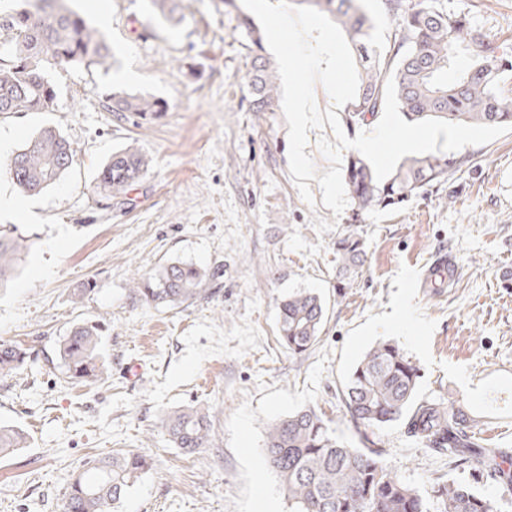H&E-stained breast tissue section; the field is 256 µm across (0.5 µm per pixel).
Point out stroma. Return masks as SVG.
Masks as SVG:
<instances>
[{
	"mask_svg": "<svg viewBox=\"0 0 512 512\" xmlns=\"http://www.w3.org/2000/svg\"><path fill=\"white\" fill-rule=\"evenodd\" d=\"M72 0L114 49L109 70H55V111L4 118L9 151L43 124L74 148L72 168L36 196L19 195L0 167V194L20 209L0 226L30 240L13 280L0 289V341L28 348L32 360L0 379V423L22 429L28 448L0 458V512H63L68 482L89 459L135 449L153 461L118 512H274L288 498L263 453L268 422L315 408L341 440L356 444L341 403L354 364L390 340L422 370L418 395L462 396L490 448L512 449V133L456 151L460 166L402 209L373 211L358 231L365 261L353 285L336 288V239L346 217L309 206L288 170V125L281 106L249 109L251 42L239 25L244 6L182 0L169 26L147 0ZM467 18L512 52V0H433ZM134 73L126 81L125 73ZM166 100L160 119L107 109L111 93ZM137 147L147 174L125 198L98 187L113 151ZM334 221L318 233L315 219ZM458 266L426 280L441 256ZM188 260L209 278L202 294L175 309L135 298L131 279L170 260ZM94 280L99 288L74 302ZM310 290L325 306L317 344L289 354L276 334L277 303ZM105 327L108 369L93 383L71 380L58 345L76 323ZM197 405L212 423L206 448L183 453L167 440V411ZM383 461L429 496L455 479L512 512V493L493 480L453 469L445 454L384 427Z\"/></svg>",
	"mask_w": 512,
	"mask_h": 512,
	"instance_id": "35a3bbf8",
	"label": "stroma"
}]
</instances>
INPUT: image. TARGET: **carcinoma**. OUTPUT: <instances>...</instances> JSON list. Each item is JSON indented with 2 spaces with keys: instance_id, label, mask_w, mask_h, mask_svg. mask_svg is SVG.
Returning <instances> with one entry per match:
<instances>
[{
  "instance_id": "carcinoma-1",
  "label": "carcinoma",
  "mask_w": 512,
  "mask_h": 512,
  "mask_svg": "<svg viewBox=\"0 0 512 512\" xmlns=\"http://www.w3.org/2000/svg\"><path fill=\"white\" fill-rule=\"evenodd\" d=\"M153 13L176 25L179 0H148ZM331 18L343 30L360 57L362 68L355 100L348 103L349 127H360L383 111L387 80L395 81L400 111L407 121L437 118L450 122L512 125V56L461 16L444 13L425 0H385L397 21L387 50L369 44L371 21L360 0H291ZM260 36L252 37L247 72L250 111L270 112L276 76L262 54ZM473 53L472 64L455 70L459 55ZM114 51L105 32L88 23L63 0H4L0 4V114L51 112L57 99L49 79L53 69L112 66ZM454 73L448 79V73ZM110 111L129 112L142 120L160 118L169 110L161 98L125 92L109 98ZM75 150L53 127L41 128L5 163L17 188L29 195L55 185L72 167ZM461 160L443 152L402 164L379 182L372 166L359 155L349 157L345 184L356 206L354 217L374 209H394L426 186L448 177ZM138 150L112 153L98 174V188L110 197L126 195L147 172ZM21 234L0 230V287L16 269L27 248ZM341 276L364 261V243L347 229L336 239ZM207 272L187 262L162 264L133 279L132 292L154 307L174 308L203 292ZM325 309L319 295L297 291L278 305V337L294 355H303L317 342ZM102 329L93 322L74 325L60 340L58 356L69 377L80 382L99 380L107 369L101 352ZM29 360L28 352L0 342V378ZM420 367L395 343L381 341L356 363L344 386L343 402L349 422L359 435L355 448L338 439L313 408H302L272 420L263 444L269 467L279 476L292 512H495V505L457 480H440L426 499L401 482L383 464L384 449L376 431L401 420L411 436L448 453L456 469L475 475L488 473L512 491L508 452L488 450L473 431L477 419L454 395L419 400ZM172 444L185 453L207 446L208 415L194 407L169 412L164 419ZM22 430L0 423V456L25 447ZM150 468L147 456L133 450L116 451L88 461L71 475L63 512H112Z\"/></svg>"
}]
</instances>
